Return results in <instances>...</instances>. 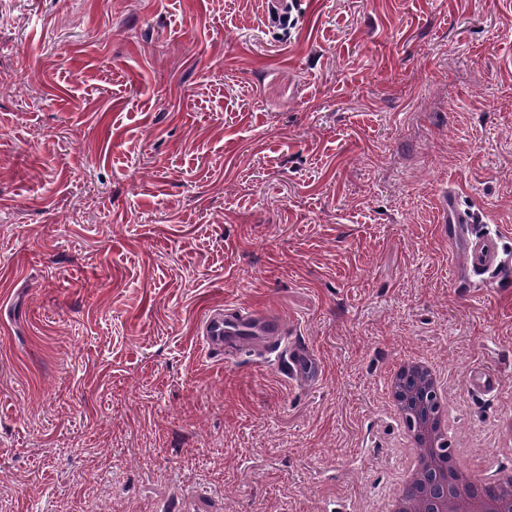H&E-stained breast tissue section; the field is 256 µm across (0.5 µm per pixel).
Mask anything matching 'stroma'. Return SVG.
Listing matches in <instances>:
<instances>
[{
  "label": "stroma",
  "mask_w": 512,
  "mask_h": 512,
  "mask_svg": "<svg viewBox=\"0 0 512 512\" xmlns=\"http://www.w3.org/2000/svg\"><path fill=\"white\" fill-rule=\"evenodd\" d=\"M0 0V505L378 512L384 370L427 351L457 426L512 415V278L469 275L448 189L512 258V0ZM248 304L318 381L204 312ZM200 335L206 351L220 360L236 353L242 341L255 339L263 342L261 353H276L292 375L317 381L321 373L315 354L301 343L286 342L281 321L267 311L246 305L212 310L201 322ZM496 375L481 365H474L471 370L470 388L474 393L487 395L495 389Z\"/></svg>",
  "instance_id": "1"
}]
</instances>
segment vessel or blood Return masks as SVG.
<instances>
[{
	"label": "vessel or blood",
	"instance_id": "vessel-or-blood-1",
	"mask_svg": "<svg viewBox=\"0 0 512 512\" xmlns=\"http://www.w3.org/2000/svg\"><path fill=\"white\" fill-rule=\"evenodd\" d=\"M439 213L449 242L468 252L474 276L512 274V262L506 261L501 254L499 236L476 231L474 214L462 208L455 192L441 197ZM285 334L281 321L274 314L245 305L210 311L200 325L202 343L213 356L221 358L234 354L242 341L255 339L260 341L262 352L276 354L283 360L292 375L318 380L321 366L315 354L300 343L285 341ZM495 384L494 373L484 366H473L470 388L474 393L490 394Z\"/></svg>",
	"mask_w": 512,
	"mask_h": 512
}]
</instances>
